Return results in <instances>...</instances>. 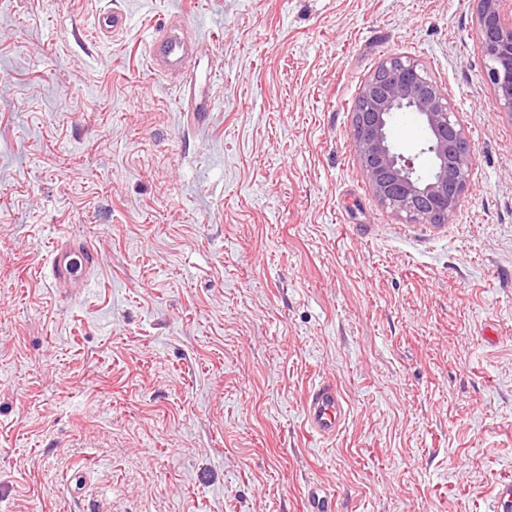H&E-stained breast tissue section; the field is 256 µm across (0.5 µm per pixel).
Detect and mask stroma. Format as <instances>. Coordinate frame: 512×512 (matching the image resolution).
Masks as SVG:
<instances>
[{"mask_svg":"<svg viewBox=\"0 0 512 512\" xmlns=\"http://www.w3.org/2000/svg\"><path fill=\"white\" fill-rule=\"evenodd\" d=\"M128 16L119 34L103 15ZM479 0H0V512H492L512 478V116ZM212 110L147 67L174 18ZM418 61L472 144L443 224L352 143ZM94 245L88 287L47 277ZM333 382L336 437L303 427ZM97 262L95 250L86 243L59 241L50 254V276L55 287L78 294L87 288ZM347 413L346 400L333 383L315 384L303 398L304 425L312 436H336L346 422ZM306 512H335L334 494L321 486L311 484L304 492Z\"/></svg>","mask_w":512,"mask_h":512,"instance_id":"35a3bbf8","label":"stroma"}]
</instances>
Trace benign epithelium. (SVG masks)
Returning a JSON list of instances; mask_svg holds the SVG:
<instances>
[{
  "label": "benign epithelium",
  "mask_w": 512,
  "mask_h": 512,
  "mask_svg": "<svg viewBox=\"0 0 512 512\" xmlns=\"http://www.w3.org/2000/svg\"><path fill=\"white\" fill-rule=\"evenodd\" d=\"M501 2L480 0L477 48L498 110L512 116V81L501 76L502 65L512 66V22L502 18ZM357 102L352 124L361 134L354 149L374 195L413 223L448 220L466 188L472 147L447 94L422 65L395 55L379 64ZM401 111L416 113L430 132L428 145L420 148L431 152L436 164L429 182L417 174L418 155L399 152L388 137V121Z\"/></svg>",
  "instance_id": "1"
}]
</instances>
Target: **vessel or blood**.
Segmentation results:
<instances>
[{"instance_id": "1", "label": "vessel or blood", "mask_w": 512, "mask_h": 512, "mask_svg": "<svg viewBox=\"0 0 512 512\" xmlns=\"http://www.w3.org/2000/svg\"><path fill=\"white\" fill-rule=\"evenodd\" d=\"M193 40L183 24H170L156 37L149 52V67L160 75L182 72L193 54ZM98 257L93 248L77 240L57 242L50 254V276L55 287L77 294L87 288ZM347 403L330 382L315 384L303 398L304 425L308 434L336 436L347 419ZM306 512H335L333 493L318 485L304 492Z\"/></svg>"}]
</instances>
